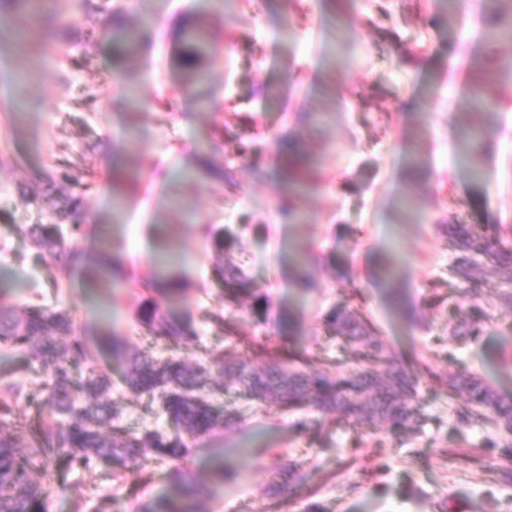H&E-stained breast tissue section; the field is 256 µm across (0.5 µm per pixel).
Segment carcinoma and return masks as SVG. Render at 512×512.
I'll return each mask as SVG.
<instances>
[{"label":"carcinoma","instance_id":"cac0c4a2","mask_svg":"<svg viewBox=\"0 0 512 512\" xmlns=\"http://www.w3.org/2000/svg\"><path fill=\"white\" fill-rule=\"evenodd\" d=\"M485 17L494 36L512 39V0H488ZM184 44L183 61L191 82L205 80L202 62L215 50L212 37L201 28H192L185 33ZM498 86L497 78L478 71L472 75L470 104L498 109L505 101ZM487 134L484 125L474 123L464 127L459 136V150L475 176L482 173ZM318 183V174L291 167L288 187L280 193L291 198L316 189ZM446 231L457 252L450 275L465 285L468 294L478 296L483 291L474 272L476 256L484 257L501 280L512 283L511 249L495 248L487 238L456 224L448 225ZM82 232L81 225H71L73 241L67 242L57 236L56 225L37 224L30 236L69 274L81 260L74 239ZM152 273L145 287L170 294L179 291V276L167 274L161 265ZM214 278L224 284V302L229 308L242 306V298L252 294L242 268L230 261L215 265ZM137 316L158 340L179 341L189 335L186 326L153 299ZM323 322L336 339L358 347L365 367L335 377L328 371L300 370L296 365H307L309 356L289 345H274L267 336L252 343V358L261 364L260 370L249 363L225 360L221 350L211 353L207 363L189 366L176 354L152 359L119 337H111L110 355L125 363L123 388L158 403L169 420L165 429L128 433L115 426L121 408L119 398L112 396V375L97 365L87 343L75 338L61 346L51 339L54 333L71 335L69 312L33 305L19 314L0 306V344L22 350L24 362L40 366L43 376L35 397V417L15 423L5 418L20 388L8 376L0 375V512H46L50 491L65 488V471L79 468L91 473L99 460L112 463L117 477L149 465L168 469L173 476V494L165 512H206L202 506L205 491L181 462L189 453V440L241 424L237 413L219 410L205 398L204 392L211 390L217 375L251 400L281 412L311 407L336 416L338 422L354 416L369 423L380 420L397 429H413L422 420L418 386L426 374L437 392L451 401L462 399L456 408L460 422L483 420L512 433V399L499 395L470 372L461 370L450 377L429 368L422 372L395 363L386 345L377 339L372 323L346 307L331 308ZM303 481L300 466H286L275 474L271 495L282 496Z\"/></svg>","mask_w":512,"mask_h":512}]
</instances>
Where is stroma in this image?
Instances as JSON below:
<instances>
[{
	"label": "stroma",
	"instance_id": "1",
	"mask_svg": "<svg viewBox=\"0 0 512 512\" xmlns=\"http://www.w3.org/2000/svg\"><path fill=\"white\" fill-rule=\"evenodd\" d=\"M110 12L82 0H56L0 12V306L37 304L67 310L75 336L91 340L101 366L120 374L106 338L123 336L137 351L166 355L136 321L151 292L158 242L182 257L174 273L183 292L164 308L187 321L177 346L194 364L225 345L213 320L224 309L214 263L242 265L268 301L267 332L311 351L314 369L351 368L353 350L329 338L324 314L346 304L368 316L403 366L441 373L464 368L512 398V283L477 263L481 296L449 278L455 252L444 230L464 224L512 248V108L487 120L491 149L482 179L455 150L470 109L475 66L512 72V42L490 43L485 0H467L460 27H448L438 0H110ZM217 39L205 59L206 82L190 84L179 50L187 29ZM146 37L136 53L128 29ZM289 134L324 179L301 196L299 219L277 205L284 172L276 139ZM420 161L419 182L408 169ZM234 188H227L224 171ZM196 173L184 185L185 172ZM40 186L37 201L29 191ZM79 223L81 270L54 283L48 254L34 246V224ZM247 230L216 251L202 225ZM120 257L125 282L109 287L97 267ZM398 264L395 288L413 317L393 313L374 275ZM309 276L308 292L293 272ZM477 331L463 341L460 320ZM0 348L24 394L14 416L35 414L30 394L42 376L18 370ZM421 427L308 412L305 429L291 416L262 412L236 390L210 395L240 412L233 431L192 442L188 470L206 490L208 512H512V481L501 471L505 435L483 423L460 424L447 398L421 380ZM303 464L306 482L285 498L270 496L275 472ZM232 472L219 480L220 469ZM113 480L73 471L47 512H130L136 500L161 512L172 484L162 469Z\"/></svg>",
	"mask_w": 512,
	"mask_h": 512
}]
</instances>
